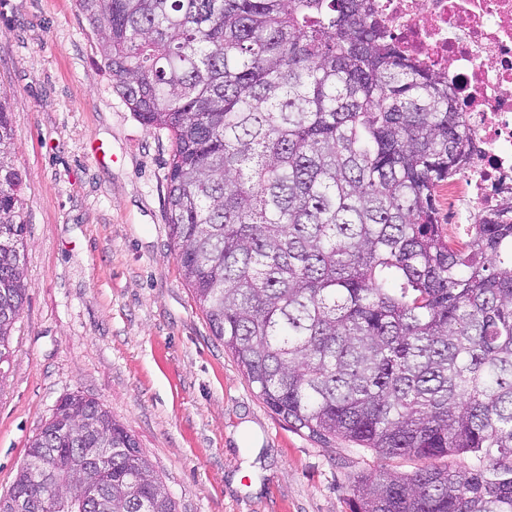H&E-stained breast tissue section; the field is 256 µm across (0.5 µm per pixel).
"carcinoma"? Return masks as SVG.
I'll list each match as a JSON object with an SVG mask.
<instances>
[{
  "instance_id": "carcinoma-1",
  "label": "carcinoma",
  "mask_w": 512,
  "mask_h": 512,
  "mask_svg": "<svg viewBox=\"0 0 512 512\" xmlns=\"http://www.w3.org/2000/svg\"><path fill=\"white\" fill-rule=\"evenodd\" d=\"M130 109L173 140L167 220L199 307L267 406L382 457L350 512H512V199L460 247L437 188L473 149L448 77L372 0H75ZM0 97V364L27 223ZM177 512L135 437L71 394L0 512Z\"/></svg>"
}]
</instances>
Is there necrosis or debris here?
Instances as JSON below:
<instances>
[{"mask_svg": "<svg viewBox=\"0 0 512 512\" xmlns=\"http://www.w3.org/2000/svg\"><path fill=\"white\" fill-rule=\"evenodd\" d=\"M404 52L448 76L476 150L448 189L458 221L512 195V0H374Z\"/></svg>", "mask_w": 512, "mask_h": 512, "instance_id": "necrosis-or-debris-1", "label": "necrosis or debris"}]
</instances>
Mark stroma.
Here are the masks:
<instances>
[{
	"label": "stroma",
	"instance_id": "1",
	"mask_svg": "<svg viewBox=\"0 0 512 512\" xmlns=\"http://www.w3.org/2000/svg\"><path fill=\"white\" fill-rule=\"evenodd\" d=\"M0 90L28 223L0 365V499L76 391L135 437L178 512H349L358 479L422 467L295 430L248 385L178 261L170 136L125 105L74 0H0Z\"/></svg>",
	"mask_w": 512,
	"mask_h": 512
}]
</instances>
